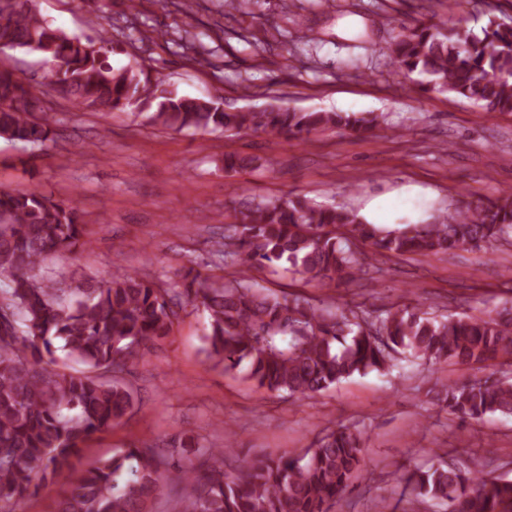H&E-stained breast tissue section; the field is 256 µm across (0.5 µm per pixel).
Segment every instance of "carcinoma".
Wrapping results in <instances>:
<instances>
[{
	"mask_svg": "<svg viewBox=\"0 0 512 512\" xmlns=\"http://www.w3.org/2000/svg\"><path fill=\"white\" fill-rule=\"evenodd\" d=\"M42 57L72 108L105 120L130 110L144 123L177 131L261 130L301 138L344 129L362 136L379 126L369 113L297 111L269 104L228 111L218 98L179 93L135 65L115 68L107 29L97 39L51 26L34 0H0V52ZM393 72L425 76L420 90L452 93L485 112H512V25L494 20L475 34L419 23L395 30ZM56 131L48 109L14 71L0 69V138L43 147ZM77 191L56 199L39 190L0 188V512L51 490L96 432L117 426L137 405L128 364L170 335L187 304L203 309L205 359L278 395L305 397L344 380L390 367L395 353L487 368L512 360V304L484 315L441 317L421 305L375 315L339 312L261 286L256 274L280 263L306 283L339 285L365 268L359 242L391 256L449 253L512 238V192L444 212L431 224L392 230L356 212L307 198L252 201L216 233L212 255L232 278L163 288L123 274L86 288L63 270L42 267L52 255H75L93 243L76 205ZM462 418L512 416V381L474 378L440 391ZM192 437L143 442L99 459L73 478L55 512H153L160 499L175 512H332L362 469L359 438L340 428L304 456L253 458L224 470L233 447ZM415 501H445L448 512H512V479L462 473L438 464L406 477Z\"/></svg>",
	"mask_w": 512,
	"mask_h": 512,
	"instance_id": "cac0c4a2",
	"label": "carcinoma"
}]
</instances>
